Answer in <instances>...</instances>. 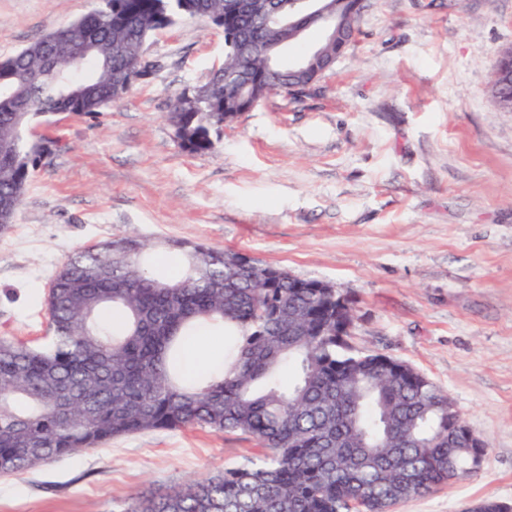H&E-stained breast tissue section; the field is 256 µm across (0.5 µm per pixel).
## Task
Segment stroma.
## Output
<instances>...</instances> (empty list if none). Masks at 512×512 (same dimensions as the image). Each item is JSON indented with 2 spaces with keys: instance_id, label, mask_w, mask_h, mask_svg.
<instances>
[{
  "instance_id": "1",
  "label": "stroma",
  "mask_w": 512,
  "mask_h": 512,
  "mask_svg": "<svg viewBox=\"0 0 512 512\" xmlns=\"http://www.w3.org/2000/svg\"><path fill=\"white\" fill-rule=\"evenodd\" d=\"M99 5L0 0V58ZM509 49L512 0H366L331 71L196 154L167 115L223 62L224 32L192 16L156 31L155 69L122 102L38 125L58 146L0 234V336L45 344L52 276L99 241L239 251L339 288L354 346L426 375L486 442L477 473L394 512L512 504V112L490 87ZM262 453L241 433L146 431L0 476V512H120Z\"/></svg>"
}]
</instances>
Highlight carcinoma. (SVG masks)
Listing matches in <instances>:
<instances>
[{
	"mask_svg": "<svg viewBox=\"0 0 512 512\" xmlns=\"http://www.w3.org/2000/svg\"><path fill=\"white\" fill-rule=\"evenodd\" d=\"M225 0H103L0 59V201L19 208L32 172L54 143L27 134L58 112L118 102L143 44L181 15L224 14ZM344 23L322 47L337 58L359 32L361 0H335ZM277 28L248 20L224 27V63L194 108L175 97L168 120L192 153L214 148L247 97L305 87L311 69L270 75L263 49ZM498 104L512 109V50L493 66ZM181 272L159 275L137 235L69 256L46 294L48 343L0 338V473L79 455L114 438L156 429L239 432L266 456L121 512H390L446 484L453 468L481 467L452 400L428 377L388 369L336 335V295L288 279L282 267L239 269L235 251L168 241ZM126 260H114L117 252ZM201 324L224 328V369L182 374L175 352Z\"/></svg>",
	"mask_w": 512,
	"mask_h": 512,
	"instance_id": "carcinoma-1",
	"label": "carcinoma"
}]
</instances>
